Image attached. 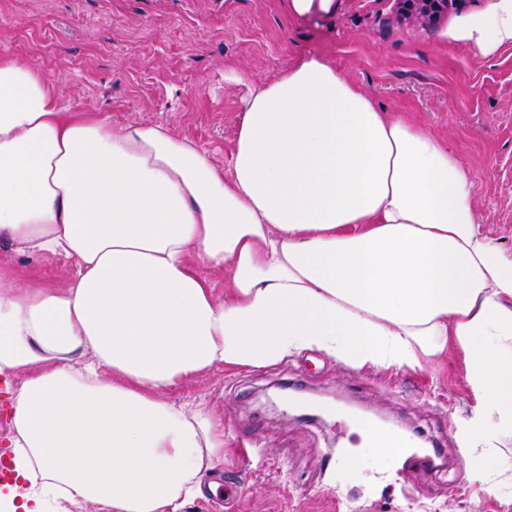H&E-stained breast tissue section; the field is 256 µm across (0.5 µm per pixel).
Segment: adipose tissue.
<instances>
[{"label": "adipose tissue", "instance_id": "1", "mask_svg": "<svg viewBox=\"0 0 512 512\" xmlns=\"http://www.w3.org/2000/svg\"><path fill=\"white\" fill-rule=\"evenodd\" d=\"M448 36L512 45V0ZM474 195L447 145L323 58L250 87L225 170L163 126L65 107L43 71L0 58V240L73 269L56 288L0 268V503L180 512L223 463L224 427L165 391L311 349L416 368L458 347L478 400L461 446L486 445L487 423L512 427V253Z\"/></svg>", "mask_w": 512, "mask_h": 512}]
</instances>
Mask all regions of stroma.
Segmentation results:
<instances>
[{
    "mask_svg": "<svg viewBox=\"0 0 512 512\" xmlns=\"http://www.w3.org/2000/svg\"><path fill=\"white\" fill-rule=\"evenodd\" d=\"M490 0H457L439 25L398 24L393 0H338L290 18L284 0H0V58L43 69L64 104L113 125H162L226 167L248 83L329 60L384 112L426 128L467 169L486 233L512 249V45L485 56L449 29ZM65 287L72 269L0 241V267ZM224 425V463L182 512H512V429L491 449L459 440L475 405L463 352L421 367H356L313 349L260 367H219L170 388ZM407 432L388 469L335 464L363 441L354 413Z\"/></svg>",
    "mask_w": 512,
    "mask_h": 512,
    "instance_id": "obj_1",
    "label": "stroma"
}]
</instances>
